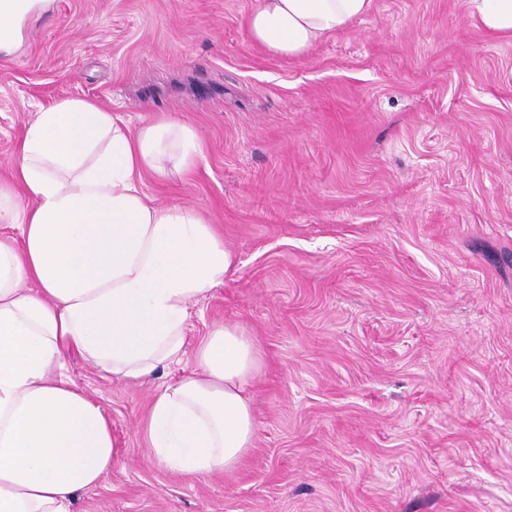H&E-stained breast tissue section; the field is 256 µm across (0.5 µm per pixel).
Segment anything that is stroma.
Segmentation results:
<instances>
[{
  "instance_id": "stroma-1",
  "label": "stroma",
  "mask_w": 512,
  "mask_h": 512,
  "mask_svg": "<svg viewBox=\"0 0 512 512\" xmlns=\"http://www.w3.org/2000/svg\"><path fill=\"white\" fill-rule=\"evenodd\" d=\"M254 2L32 0L0 51V180L61 99L180 113L205 158L143 189L199 208L239 262L164 371L69 362L118 457L73 512H512V42L466 0H373L285 57L250 42ZM224 322L265 355L255 446L180 477L143 423Z\"/></svg>"
}]
</instances>
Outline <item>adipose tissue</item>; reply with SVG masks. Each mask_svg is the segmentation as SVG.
<instances>
[{
  "label": "adipose tissue",
  "instance_id": "adipose-tissue-1",
  "mask_svg": "<svg viewBox=\"0 0 512 512\" xmlns=\"http://www.w3.org/2000/svg\"><path fill=\"white\" fill-rule=\"evenodd\" d=\"M492 38L512 41V0H467ZM373 0H256L250 40L296 57L365 16ZM205 157L195 127L169 114L130 127L85 99L29 121L11 180L0 181V512H72L115 461L105 408L66 373L77 356L141 381L180 361L192 302L237 259L197 208L151 202L144 174L166 179ZM197 368L151 403V460L181 476L230 473L256 440L249 386L262 351L218 324Z\"/></svg>",
  "mask_w": 512,
  "mask_h": 512
}]
</instances>
